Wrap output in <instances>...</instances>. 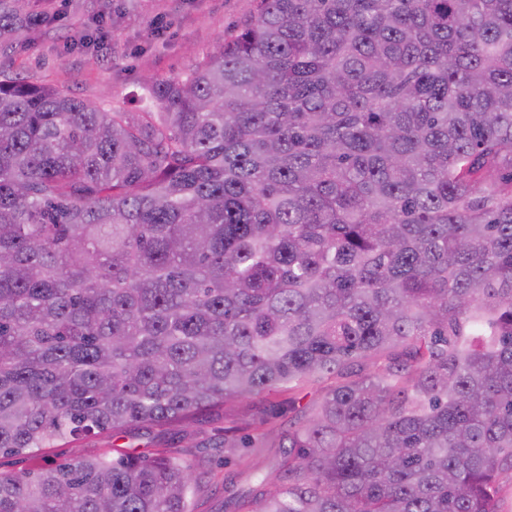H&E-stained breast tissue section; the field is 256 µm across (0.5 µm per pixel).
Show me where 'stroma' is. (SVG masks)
Returning a JSON list of instances; mask_svg holds the SVG:
<instances>
[{"mask_svg":"<svg viewBox=\"0 0 512 512\" xmlns=\"http://www.w3.org/2000/svg\"><path fill=\"white\" fill-rule=\"evenodd\" d=\"M102 0H23L22 11L60 14L57 26H24L0 35V69L7 74L69 91L92 104L137 110L143 104L147 79L186 77L228 37L235 35L257 11L256 0H112L108 33L101 48L72 46L73 39L92 30ZM310 383L293 394L260 396L229 403L162 427H143L130 436L101 434L64 441L33 456L0 455V471L36 470L46 461H68L100 448H133L147 454L156 448L191 452L215 479H204L196 512H221V476L245 491L272 474L276 449L250 451V467L224 464V451L214 445L226 427L247 429L266 419L287 432L295 419L289 404L304 406L321 395Z\"/></svg>","mask_w":512,"mask_h":512,"instance_id":"1","label":"stroma"}]
</instances>
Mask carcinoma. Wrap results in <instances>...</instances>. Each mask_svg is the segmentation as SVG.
<instances>
[{"label":"carcinoma","instance_id":"obj_1","mask_svg":"<svg viewBox=\"0 0 512 512\" xmlns=\"http://www.w3.org/2000/svg\"><path fill=\"white\" fill-rule=\"evenodd\" d=\"M258 2L137 112L0 72V454L317 382L224 512H503L512 0ZM195 470L107 448L0 512H195Z\"/></svg>","mask_w":512,"mask_h":512}]
</instances>
